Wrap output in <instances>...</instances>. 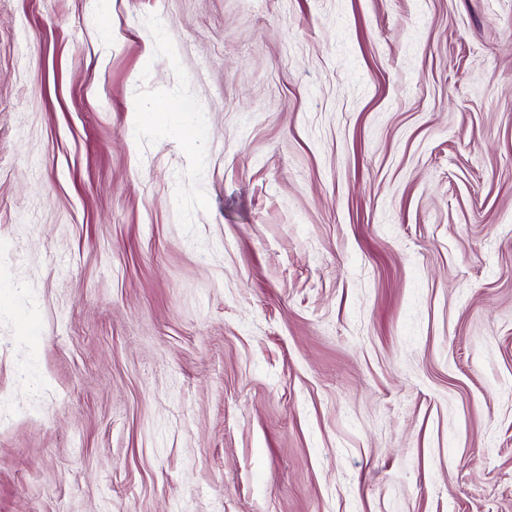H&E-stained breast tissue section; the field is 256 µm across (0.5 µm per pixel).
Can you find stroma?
<instances>
[{
    "label": "stroma",
    "mask_w": 512,
    "mask_h": 512,
    "mask_svg": "<svg viewBox=\"0 0 512 512\" xmlns=\"http://www.w3.org/2000/svg\"><path fill=\"white\" fill-rule=\"evenodd\" d=\"M0 512H512V0H0Z\"/></svg>",
    "instance_id": "35a3bbf8"
}]
</instances>
